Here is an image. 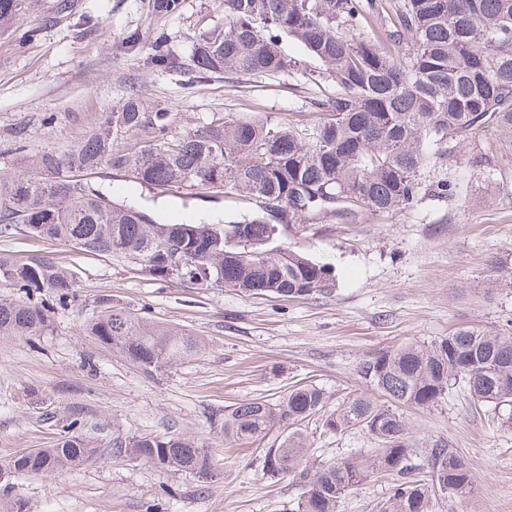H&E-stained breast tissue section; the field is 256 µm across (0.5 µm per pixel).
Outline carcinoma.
Here are the masks:
<instances>
[{
  "mask_svg": "<svg viewBox=\"0 0 512 512\" xmlns=\"http://www.w3.org/2000/svg\"><path fill=\"white\" fill-rule=\"evenodd\" d=\"M21 0H0V28ZM166 16L182 0H153ZM376 0H224V25L200 33L193 65L199 74L254 77L299 70L282 49L296 42L323 71H301L306 84L330 80L335 91L314 99L316 120L302 128L266 118L224 124L167 141L169 113L148 112L130 96L121 111L105 115L107 131L85 139L68 156H40L39 177L0 174V236L17 226L90 253L124 254L160 278L200 286H229L252 295L308 298L332 291L326 263L278 242L284 224H312L339 214H393L414 207L420 171L493 129L512 141V0H394L381 29ZM153 37L154 61L176 66ZM150 128L156 143L137 154L114 153L112 128ZM102 165L130 171L157 187L230 188L259 202V210L233 224L159 223L147 212L114 203L71 171ZM0 283L25 294L0 299V334L43 331L49 303L33 300L47 289L64 304L74 281L53 258L22 264L0 259ZM83 329L100 344L153 374L199 347L193 336L144 324L109 299ZM358 377L384 401L357 395L327 414L329 431L360 427L378 442L371 454H352L316 470L308 464L300 432L292 430L265 450L271 478L292 476L304 492L297 512H336L346 491L379 474L391 478L381 512H430V489L461 495L473 475L438 442L426 467L413 462L406 424L397 407L436 406L461 384L479 403L512 405V336L463 328L430 344L380 350L359 363ZM326 407L322 388L298 386L279 401L234 405L216 420L224 437L264 438ZM128 455L161 469L213 475L210 451L181 436H143L124 443ZM93 455L72 435L8 462L11 472L39 474L80 464Z\"/></svg>",
  "mask_w": 512,
  "mask_h": 512,
  "instance_id": "obj_1",
  "label": "carcinoma"
}]
</instances>
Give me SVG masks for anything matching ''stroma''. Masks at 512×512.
<instances>
[{
	"label": "stroma",
	"mask_w": 512,
	"mask_h": 512,
	"mask_svg": "<svg viewBox=\"0 0 512 512\" xmlns=\"http://www.w3.org/2000/svg\"><path fill=\"white\" fill-rule=\"evenodd\" d=\"M223 20L222 0H182L174 17L153 11L149 0H31L0 32V174L33 176L41 154L73 153L133 94L147 111L168 112L171 141L227 118L309 123L312 98L331 83L308 85L291 73L196 76L194 36ZM132 31L145 42L134 54L122 46ZM159 32L180 69L150 64L147 43ZM83 177L162 223L227 224L257 208L227 188L149 189L106 165ZM441 181L455 185L454 196L435 193ZM421 182L413 210L283 233L285 244L334 271L332 293L306 299L161 280L121 255L87 253L22 227L0 237V258L47 255L75 281L73 298L54 304L46 330L0 335V465L71 435L96 450L68 469L6 475L0 512L18 499L23 512H294L299 483L263 473V450L280 441V429L252 444L224 438L214 421L225 407L274 402L300 383L321 387L333 410L366 392L357 367L376 351L427 345L461 328L512 326V143L487 132L481 146L431 164ZM103 297L196 336L198 352L145 374L81 331ZM403 415L414 462L426 464L433 444L444 442L473 473L469 493L431 494L432 512H512V429L500 411L456 387L438 406ZM302 430L314 466L374 446L365 430L330 432L317 416ZM155 435L204 445L215 477L161 470L118 448ZM389 492L388 478H369L341 497L336 512H378Z\"/></svg>",
	"instance_id": "obj_1"
}]
</instances>
